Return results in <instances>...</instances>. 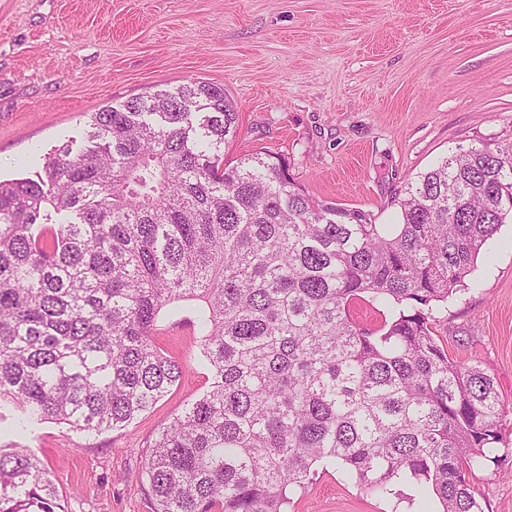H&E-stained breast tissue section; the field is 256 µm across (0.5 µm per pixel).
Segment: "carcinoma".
Here are the masks:
<instances>
[{"label": "carcinoma", "mask_w": 512, "mask_h": 512, "mask_svg": "<svg viewBox=\"0 0 512 512\" xmlns=\"http://www.w3.org/2000/svg\"><path fill=\"white\" fill-rule=\"evenodd\" d=\"M38 179L0 180V425L102 433L181 378L156 338L190 310L209 389L154 442V512H287L334 465L367 495L413 481L484 512L466 474L505 456L493 379L434 336L512 220V150L471 148L408 183L401 222L310 196L239 135L224 87L192 80L91 116ZM369 303V327L354 309ZM0 512H65L43 462L0 443Z\"/></svg>", "instance_id": "1"}]
</instances>
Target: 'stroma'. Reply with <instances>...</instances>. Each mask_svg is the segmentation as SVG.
Returning <instances> with one entry per match:
<instances>
[{
	"mask_svg": "<svg viewBox=\"0 0 512 512\" xmlns=\"http://www.w3.org/2000/svg\"><path fill=\"white\" fill-rule=\"evenodd\" d=\"M190 79L223 86L247 151L282 155L312 197L400 221L408 182L452 152L512 148V0H0V178H32L55 146L87 143L92 112ZM476 288L449 298L435 335L479 363L507 411L512 451V223L480 255ZM178 384L126 427L48 420L21 442L66 512H154L144 461L209 389L192 326L160 323ZM484 512H512V463L475 469ZM417 485L366 496L322 465L288 512H416Z\"/></svg>",
	"mask_w": 512,
	"mask_h": 512,
	"instance_id": "1",
	"label": "stroma"
}]
</instances>
